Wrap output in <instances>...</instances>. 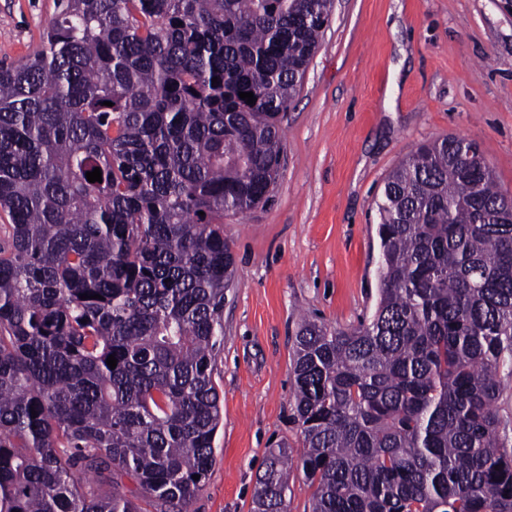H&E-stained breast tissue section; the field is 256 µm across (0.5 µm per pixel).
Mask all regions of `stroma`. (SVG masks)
Returning <instances> with one entry per match:
<instances>
[{
	"label": "stroma",
	"mask_w": 512,
	"mask_h": 512,
	"mask_svg": "<svg viewBox=\"0 0 512 512\" xmlns=\"http://www.w3.org/2000/svg\"><path fill=\"white\" fill-rule=\"evenodd\" d=\"M54 12L55 0H0V65L37 53ZM280 127L268 201L224 219L223 422L187 512H251L270 451L300 455L295 334L304 317L347 329L373 314L389 171L419 144L462 137L512 196V0H333Z\"/></svg>",
	"instance_id": "1"
}]
</instances>
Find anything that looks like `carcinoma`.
Instances as JSON below:
<instances>
[{"label": "carcinoma", "mask_w": 512, "mask_h": 512, "mask_svg": "<svg viewBox=\"0 0 512 512\" xmlns=\"http://www.w3.org/2000/svg\"><path fill=\"white\" fill-rule=\"evenodd\" d=\"M331 8L55 0L42 49L0 68V512H140L124 475L185 512L222 423L224 217L273 191ZM377 212V307L301 320L303 451L270 452L253 512H286L295 465L310 512H512V205L446 137L389 172Z\"/></svg>", "instance_id": "1"}]
</instances>
